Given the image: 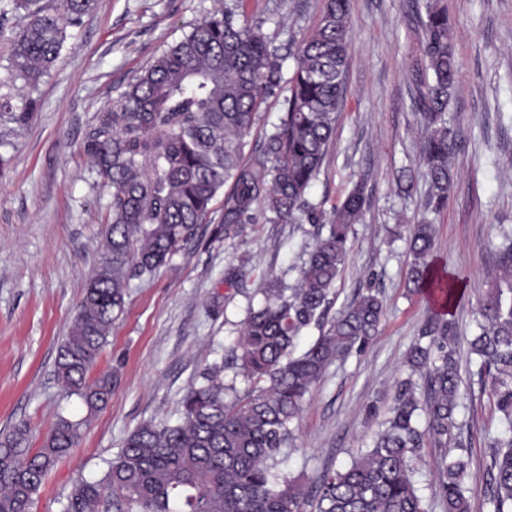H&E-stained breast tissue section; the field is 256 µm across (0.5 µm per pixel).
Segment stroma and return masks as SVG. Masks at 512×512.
Here are the masks:
<instances>
[{
    "mask_svg": "<svg viewBox=\"0 0 512 512\" xmlns=\"http://www.w3.org/2000/svg\"><path fill=\"white\" fill-rule=\"evenodd\" d=\"M226 0H97L74 28L36 97L24 127L0 121V432L25 424L40 447L59 416L83 421L81 438L47 474L33 512H62L74 483L101 478L123 440L143 422H176L179 400L205 366L221 362L261 276L297 267L316 234L308 222L275 224L264 208L238 237L225 238L216 199L199 236L150 276L131 280L94 374L117 371L106 405L88 410L55 375L88 277L101 259L110 192L83 144L104 107L139 72ZM459 73L449 117L458 131L454 190L435 220L434 261L463 297L449 318L460 357L475 332L479 300L495 274L492 252L512 231V0H447ZM422 0H350L351 48L343 111L308 198L332 211L355 182L370 202L355 227L333 310L374 283L387 304L372 344L332 364L308 398L283 469L314 490L325 469L341 468L368 446L381 418L365 405L394 392L408 348L434 310L409 291L412 256L392 240L398 224L417 223L426 200L419 139L423 116L410 102L419 53L415 13ZM323 0H247L249 21L274 39L291 73L289 51L317 28ZM250 255L241 265V255ZM239 270L236 286L227 271ZM499 414L472 381L459 414L468 444L466 484L473 512H491L488 439Z\"/></svg>",
    "mask_w": 512,
    "mask_h": 512,
    "instance_id": "obj_1",
    "label": "stroma"
}]
</instances>
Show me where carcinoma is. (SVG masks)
I'll list each match as a JSON object with an SVG mask.
<instances>
[{
  "mask_svg": "<svg viewBox=\"0 0 512 512\" xmlns=\"http://www.w3.org/2000/svg\"><path fill=\"white\" fill-rule=\"evenodd\" d=\"M96 0H66L51 13L41 0H10L0 27L19 17L7 70L35 91L58 59L69 29L95 9ZM421 52L411 79L412 104L425 119L419 142L428 183L427 210L437 213L454 188L450 165L457 131L448 122L456 58L448 8L426 0L418 15ZM351 40L349 0H325L318 28L294 53L283 80L279 47L253 26L246 0H231L164 50L120 99L99 113L83 150L103 184L112 189L105 252L55 364L57 379L88 409L105 404L116 372L87 379L124 312L130 280L151 275L199 234L212 203L224 195V238L239 235L258 206L277 224L304 219L323 224L324 212L307 199L320 174L344 102ZM288 94L261 143L245 154L257 113L282 82ZM37 110L29 99L14 111L0 96V118L26 125ZM366 208L355 184L329 220L289 284L262 275L263 299L249 307L225 364L200 372V383L180 400L176 423L146 422L132 431L96 481L72 487L63 512H303L305 492L278 468L282 449L306 398L329 366L365 350L385 313L380 292L367 286L334 316L331 296L349 250L354 225ZM435 227L422 216L409 225L413 256L407 272L415 290L448 305L454 284L434 268ZM470 352L495 403L500 427L488 436V503L512 512V238L504 237L495 278L480 302ZM317 339L302 353L304 330ZM234 369L224 380V366ZM243 382L241 389L237 382ZM454 323L430 316L407 353L406 370L386 406L385 428L370 448L336 470H327L314 491L316 512H428L415 481L413 460L439 450L435 493L443 512H472L464 485L469 458L462 454L464 399ZM82 422L59 418L41 447L29 445V429L0 434V512H31L49 470L76 446ZM461 450L451 456L448 445Z\"/></svg>",
  "mask_w": 512,
  "mask_h": 512,
  "instance_id": "obj_1",
  "label": "carcinoma"
}]
</instances>
